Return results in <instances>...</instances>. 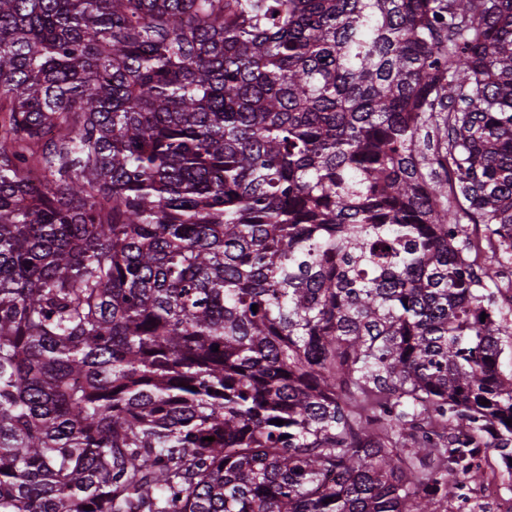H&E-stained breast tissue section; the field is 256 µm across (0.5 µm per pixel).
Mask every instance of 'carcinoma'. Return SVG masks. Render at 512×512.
<instances>
[{"label": "carcinoma", "instance_id": "carcinoma-1", "mask_svg": "<svg viewBox=\"0 0 512 512\" xmlns=\"http://www.w3.org/2000/svg\"><path fill=\"white\" fill-rule=\"evenodd\" d=\"M504 291L512 0H0V512L462 507Z\"/></svg>", "mask_w": 512, "mask_h": 512}]
</instances>
